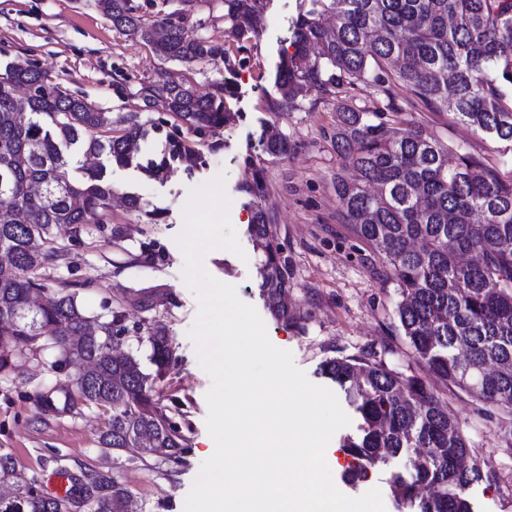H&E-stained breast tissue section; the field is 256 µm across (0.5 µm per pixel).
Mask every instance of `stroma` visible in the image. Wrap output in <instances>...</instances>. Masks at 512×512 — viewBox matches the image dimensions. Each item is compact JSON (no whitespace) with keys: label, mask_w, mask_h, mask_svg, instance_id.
Segmentation results:
<instances>
[{"label":"stroma","mask_w":512,"mask_h":512,"mask_svg":"<svg viewBox=\"0 0 512 512\" xmlns=\"http://www.w3.org/2000/svg\"><path fill=\"white\" fill-rule=\"evenodd\" d=\"M301 2L263 0L259 35L250 52L232 53L227 62L219 58L206 65H183L159 60L148 46L117 31L96 10L94 0H0V73L8 64L27 63L47 72L61 91L85 99L99 111L116 117L136 112L141 119L165 122L169 114L146 111L137 96L142 86L161 84L176 73L202 95L226 83L233 90L225 99L233 121L217 135L194 138L201 161L192 169L177 164L163 178L153 179L135 166L111 165L106 156H99L97 162L105 166L118 202L112 222L92 225L90 233L77 241L60 235L69 263L49 270L51 276L69 281L91 280L80 300L92 315L141 289L159 294L152 310L127 308L125 325L130 333L124 347L145 362L146 372H153L148 362L151 349L138 343L134 328L151 320L167 328L172 356L156 389L184 437L181 458L173 463L100 447L105 415L96 408L74 416L41 417L29 395L39 383L56 382L57 376L33 368L13 382L0 383V450L13 454L24 477L42 481L44 493H51L46 480L58 469L78 476L103 471L130 490L136 512H184L186 496L214 445L206 428L205 394L211 380L189 337L198 302L185 282L184 256L176 238L184 227L190 188L216 176L225 178L230 219L247 257L242 260L219 249L204 257L203 267L213 278L233 285L239 298L256 308L270 341L290 350L311 382L326 385L321 374L325 360L379 351L387 343L393 346L385 356L390 366L404 370L411 365L408 348L393 330L396 285L339 216L333 180L343 161L327 137L335 123L336 99L293 112L268 108L278 96L280 62L294 51L292 22ZM395 98L401 121L482 157L500 179L512 181V144L476 134L451 113L408 107L404 89H396ZM271 131L288 139V155L273 158L263 152L262 142ZM258 170L267 184L259 202L244 190L249 175ZM129 195L139 197L142 211L124 207ZM259 207L267 212L277 230L275 241L288 258L289 295L301 315L296 324L275 319L260 291V254L246 224ZM114 224L123 231L121 239L111 237ZM145 247L152 260H141ZM436 389L479 457L497 461L499 483H478L468 491L476 512H512V449L501 441L497 410L478 413L465 393L441 383ZM354 431L350 425L333 437L338 444L332 471L336 487L350 497L371 486L380 488L385 512H395L388 471H376L366 485L344 484L342 476L351 459L340 442Z\"/></svg>","instance_id":"1"}]
</instances>
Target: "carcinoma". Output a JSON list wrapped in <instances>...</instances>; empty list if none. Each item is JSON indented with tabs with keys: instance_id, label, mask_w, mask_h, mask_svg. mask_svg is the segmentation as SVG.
I'll use <instances>...</instances> for the list:
<instances>
[{
	"instance_id": "carcinoma-1",
	"label": "carcinoma",
	"mask_w": 512,
	"mask_h": 512,
	"mask_svg": "<svg viewBox=\"0 0 512 512\" xmlns=\"http://www.w3.org/2000/svg\"><path fill=\"white\" fill-rule=\"evenodd\" d=\"M149 20L135 0H95L112 26L150 46L163 62L191 65L229 62L258 32L261 0H204L209 12L222 9L224 42L190 29L192 0ZM295 52L281 62L280 98L273 112L292 110L311 98L337 97L331 142L351 176L336 174L340 214L387 268L399 299L394 330L415 363L446 385L492 405L508 416L501 427L512 447V181L484 161L449 147L419 128L403 126L395 113L394 88L409 101L453 118L491 139L512 143V0H303L294 24ZM356 90L364 97H339ZM145 106L161 107L194 135H214L233 120L223 85L197 93L182 78L139 90ZM112 134V113L64 94L46 72L11 64L0 74V381L15 379L8 356L34 337L53 347L64 369L85 363L75 374L74 393L59 396L41 384L35 401L44 414H70L81 407L109 413L98 443L177 461L182 438L156 394L171 358L165 327L146 326L152 373L126 352L114 358L101 348L124 328L126 304L151 309L156 297L123 299L105 316H89L79 290L91 281L50 280L42 270L62 264L59 228L78 237L89 224L110 223L112 184L106 168L74 166L64 150L108 153L121 166L132 164L131 145L160 126L123 116ZM263 151L288 154V139L270 136ZM198 153L166 135L160 161L141 166L158 178L174 163L192 166ZM249 233L263 254L258 273L262 292L274 301L277 319L297 321L288 302V258L270 249L268 214L259 209ZM42 294L38 304L31 292ZM358 414L359 435L344 439L353 459L352 483L389 468L411 448L423 450L411 470L391 472L398 512H474L466 490L492 483L497 473L477 460L460 424L438 393L415 373L397 371L373 351L323 363ZM36 479L17 471L10 452H0V512H48L35 493ZM83 512H133L130 491L105 472L84 480Z\"/></svg>"
}]
</instances>
